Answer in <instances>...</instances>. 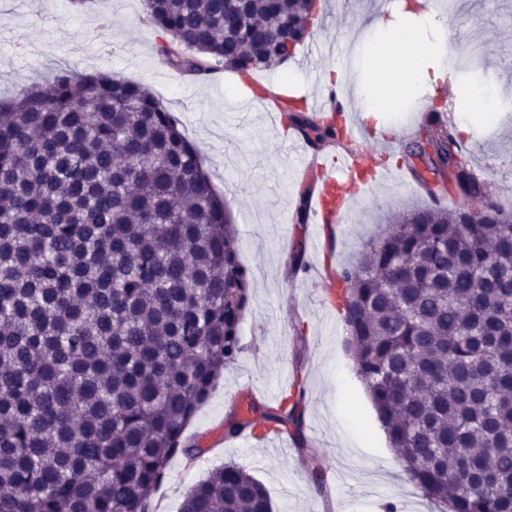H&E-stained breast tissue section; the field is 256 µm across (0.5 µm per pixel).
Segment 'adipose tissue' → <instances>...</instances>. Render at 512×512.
Wrapping results in <instances>:
<instances>
[{
  "instance_id": "adipose-tissue-1",
  "label": "adipose tissue",
  "mask_w": 512,
  "mask_h": 512,
  "mask_svg": "<svg viewBox=\"0 0 512 512\" xmlns=\"http://www.w3.org/2000/svg\"><path fill=\"white\" fill-rule=\"evenodd\" d=\"M415 26H398L375 17L361 25L362 35L379 34L375 50L380 57L393 59L394 64L366 76L353 87L356 111L366 115L386 112L400 99L414 95L419 87L437 82L447 62L450 35L437 23L436 14L420 12L415 16ZM473 102L470 111L459 114L457 124L461 131H469L477 122H494L500 104L499 88L480 84L467 91Z\"/></svg>"
}]
</instances>
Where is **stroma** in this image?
<instances>
[{"label":"stroma","mask_w":512,"mask_h":512,"mask_svg":"<svg viewBox=\"0 0 512 512\" xmlns=\"http://www.w3.org/2000/svg\"><path fill=\"white\" fill-rule=\"evenodd\" d=\"M439 2L452 4L453 34L478 52L470 70L449 65L446 83L495 85L512 99V0ZM380 11L368 0H321L310 40L320 44L326 68L358 72L361 61L351 41L359 20ZM157 44L143 0H105L81 9L70 0H0V97L19 94L61 65L143 85L181 121L242 239L240 259L254 293L241 322L242 352L185 430L186 437L217 444L194 460L171 461L153 493L157 512H179L187 491L229 461L246 467L265 487L273 512H384L390 503L398 512H437L408 483L389 446L356 375L354 348L339 313L326 311L317 285L291 265L296 249L310 265L354 263L362 242L386 230L393 214L429 204L428 196L406 190L400 181L418 123L408 112L384 114V121L401 129L378 154L387 176L376 184L366 175L351 178L352 210L334 243L317 251L305 226L293 222L299 136L271 109L273 94L288 91L300 99L308 90L305 48L288 63L254 72L267 90L259 99L233 70L205 78L175 70L158 55ZM466 139L490 199L512 208V119L476 127ZM298 378L309 446L328 476L322 492L310 485L289 435H282L278 447L221 439L231 397L242 384H249L254 402L264 407L292 394Z\"/></svg>","instance_id":"obj_1"}]
</instances>
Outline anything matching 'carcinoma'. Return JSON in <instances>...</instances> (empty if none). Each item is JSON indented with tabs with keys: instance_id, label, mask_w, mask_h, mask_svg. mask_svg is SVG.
I'll list each match as a JSON object with an SVG mask.
<instances>
[{
	"instance_id": "carcinoma-1",
	"label": "carcinoma",
	"mask_w": 512,
	"mask_h": 512,
	"mask_svg": "<svg viewBox=\"0 0 512 512\" xmlns=\"http://www.w3.org/2000/svg\"><path fill=\"white\" fill-rule=\"evenodd\" d=\"M168 62L250 74L294 58L318 0H145ZM311 143L334 115L285 99ZM426 171L486 183L458 134L426 124ZM240 241L179 120L139 84L60 69L0 101V512H155L184 431L241 353L253 304ZM336 309L408 482L440 512H512V209L435 201L336 270ZM263 413L308 439L304 391ZM253 430L232 412L226 441ZM179 512H272L228 463Z\"/></svg>"
}]
</instances>
